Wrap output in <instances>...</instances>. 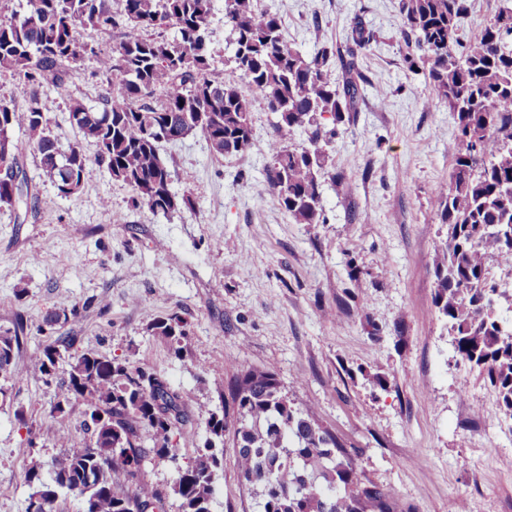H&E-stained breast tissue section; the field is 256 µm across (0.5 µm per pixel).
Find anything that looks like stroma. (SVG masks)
Returning <instances> with one entry per match:
<instances>
[{"mask_svg":"<svg viewBox=\"0 0 512 512\" xmlns=\"http://www.w3.org/2000/svg\"><path fill=\"white\" fill-rule=\"evenodd\" d=\"M277 14L288 43L310 54L344 45L353 17L374 36L358 67L367 81L322 179L325 221L299 224L264 192L273 116L252 112L254 144L217 157L197 134L161 154L176 191L194 205L168 215L133 206L130 189L92 167L61 197L29 134L12 137L31 189L46 201L19 220L0 206V328L23 316L14 362L23 376L0 397V512H27L30 459L51 472L60 440L89 437L83 408L54 412L56 386L39 371L43 347L75 337V351L127 359L164 375L192 423L176 461L146 458L145 481L170 488L194 460L210 413L231 406L236 377L276 372L283 393L347 449L362 450L359 480L392 494L394 512H512V422L484 374L459 362L434 306V266L447 239L435 211L459 148L457 118L426 70L409 71L399 0H255ZM60 150L95 143L51 97ZM77 318L47 325L51 311ZM177 314L190 331L174 353L150 330ZM213 512H256L225 440Z\"/></svg>","mask_w":512,"mask_h":512,"instance_id":"obj_1","label":"stroma"}]
</instances>
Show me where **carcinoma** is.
I'll use <instances>...</instances> for the list:
<instances>
[{
  "instance_id": "carcinoma-1",
  "label": "carcinoma",
  "mask_w": 512,
  "mask_h": 512,
  "mask_svg": "<svg viewBox=\"0 0 512 512\" xmlns=\"http://www.w3.org/2000/svg\"><path fill=\"white\" fill-rule=\"evenodd\" d=\"M27 0L21 19H0V72L21 85L23 102L0 98V143L9 157L0 163L21 166L10 132L32 135L44 174L58 194L75 180L85 184L92 163L80 146L60 153L48 127L46 90L64 98L68 117L86 140L98 147L95 164L133 193V202L153 214L168 215L192 207L172 186L161 157L164 143L200 135L216 156L243 153L253 145V100L257 93L274 116L267 151L271 163L264 190L299 224L325 221L320 177L327 147L339 135L344 113L355 111L360 85L358 59L372 35L357 21L346 56L323 45L310 55L291 47L279 16L255 8L253 0H224V26L231 34L226 62L242 84L224 80L209 52L213 33L211 0ZM469 0H401V34L408 48V69L428 65L437 96L458 120L460 149L448 186L435 208L447 225V240L435 266L434 305L461 361L484 372L498 395L499 413L512 420V318L493 303L499 295L488 278V263L512 267V0H500L493 20L480 36L462 43L456 32ZM117 32L118 46L104 53L83 41L80 31ZM96 64L102 82L119 93L105 96L98 108L70 90L69 76L85 59ZM344 73L331 79L333 62ZM328 113L333 127L320 122ZM306 133L299 145L288 143L295 130ZM40 211L35 194L16 193L0 177V206ZM154 334L170 341L175 353L185 348L187 323L176 314L157 317ZM23 319L0 331V376L18 380L14 348L24 335ZM72 340L45 346L38 366L54 374L60 354L68 355L67 377L58 383L54 409L62 414L73 402L83 406V430L93 445L67 447L50 480L35 459L27 465L29 482L46 491L49 512L60 493L84 495L91 512H160L164 493L138 481L132 492L119 476L135 479L148 454L175 460L171 435L184 417L178 398L158 373L129 360L105 359L92 351L70 353ZM233 443L240 482L260 498L258 512H391V495L372 483L351 491L358 461L322 428L313 415L295 409L282 392L275 371L252 369L238 378ZM228 414L209 415L210 439L194 464L178 469L173 492L180 512H212ZM148 435L153 446L142 444Z\"/></svg>"
}]
</instances>
